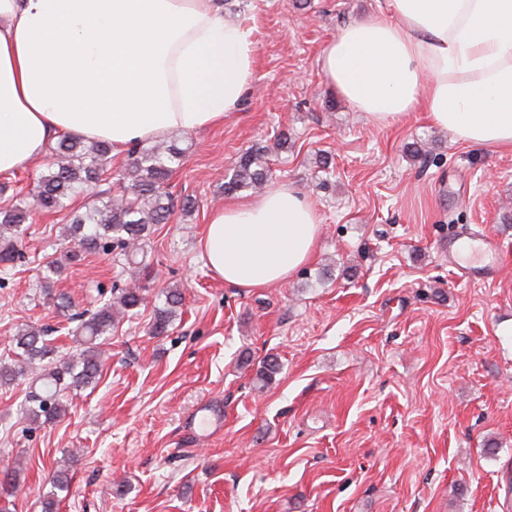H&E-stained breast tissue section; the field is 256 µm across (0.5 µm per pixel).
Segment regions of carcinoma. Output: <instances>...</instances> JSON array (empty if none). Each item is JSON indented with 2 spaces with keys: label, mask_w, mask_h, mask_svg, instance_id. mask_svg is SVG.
Segmentation results:
<instances>
[{
  "label": "carcinoma",
  "mask_w": 512,
  "mask_h": 512,
  "mask_svg": "<svg viewBox=\"0 0 512 512\" xmlns=\"http://www.w3.org/2000/svg\"><path fill=\"white\" fill-rule=\"evenodd\" d=\"M111 146L80 137L65 136L52 148L46 172L37 177L35 192L28 196L15 195L11 206L0 210V268L9 272L23 257L19 242L26 232L24 224L35 210L58 211L66 200L88 190L103 180L110 170ZM267 151L262 148L243 153L234 165L232 178L224 182V193L240 190L257 191L268 181L270 169ZM132 161L123 176L127 186L123 193L93 196V204L82 214L71 218L68 233L74 247L43 266L44 284L49 289L53 277L68 264L84 259V255L109 252L127 264L135 262L144 251L152 226L165 224L173 211V200L164 184L180 165L183 149L177 142L162 140L145 149L133 147ZM144 304V290L124 288L92 312L75 313L76 323L71 335L75 349L60 353L49 338L50 328L25 324L12 336L13 353L0 358V388L8 389L28 384L23 413L33 424L42 425L61 420L68 413L63 401L66 390L79 391L102 374L105 365L104 345L120 320L137 315ZM182 305V294L169 289L163 306L156 307L149 332L164 336L172 327ZM80 451H68L67 458L53 471L50 490L40 498L41 512H58L61 500L70 491L69 471L79 461ZM19 470H0V494L13 495Z\"/></svg>",
  "instance_id": "obj_1"
}]
</instances>
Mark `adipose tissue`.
Here are the masks:
<instances>
[{
	"instance_id": "ef3b65f1",
	"label": "adipose tissue",
	"mask_w": 512,
	"mask_h": 512,
	"mask_svg": "<svg viewBox=\"0 0 512 512\" xmlns=\"http://www.w3.org/2000/svg\"><path fill=\"white\" fill-rule=\"evenodd\" d=\"M352 109L388 125L412 112L456 140L512 151V0H386L320 57ZM253 30L220 0H0V173L62 135L119 153L237 111L255 77ZM320 218L286 183L212 210L211 272L252 290L312 258Z\"/></svg>"
}]
</instances>
